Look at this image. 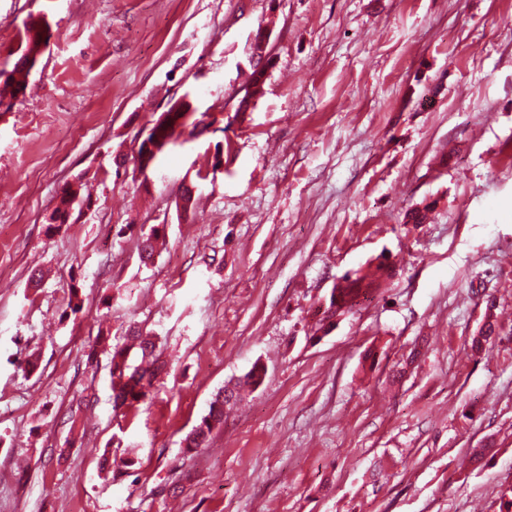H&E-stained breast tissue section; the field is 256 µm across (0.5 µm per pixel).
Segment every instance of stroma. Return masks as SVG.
Instances as JSON below:
<instances>
[{"label":"stroma","mask_w":512,"mask_h":512,"mask_svg":"<svg viewBox=\"0 0 512 512\" xmlns=\"http://www.w3.org/2000/svg\"><path fill=\"white\" fill-rule=\"evenodd\" d=\"M32 16L49 44L0 101V512H496L512 481V0H0V71ZM261 26L272 66L240 117ZM187 92L214 124L147 175L116 169ZM79 175L90 214L48 227ZM156 224L166 242L141 263ZM386 258L379 293L320 329L337 281ZM489 311L499 334L478 352ZM133 322L168 373L116 410L91 349ZM257 362L262 385L184 453ZM106 451L132 466L100 473ZM264 377V370L254 364L252 368L236 379H231L220 388L209 403L208 410L198 423L193 427L192 431L185 437L183 443L187 451L193 448H199L200 443H207L212 430L219 424L224 422V414L226 407L231 405L230 401L224 398V392L231 386V397L236 400L240 391L245 388H255L259 386Z\"/></svg>","instance_id":"obj_1"}]
</instances>
